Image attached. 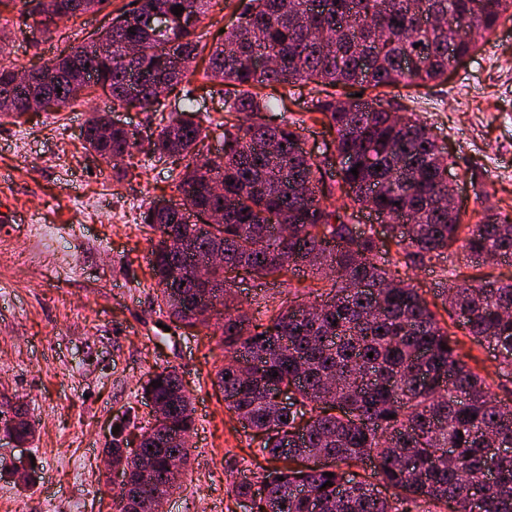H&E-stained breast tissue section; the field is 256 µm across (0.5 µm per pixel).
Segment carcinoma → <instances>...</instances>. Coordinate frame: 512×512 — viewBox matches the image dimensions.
Returning <instances> with one entry per match:
<instances>
[{
  "label": "carcinoma",
  "mask_w": 512,
  "mask_h": 512,
  "mask_svg": "<svg viewBox=\"0 0 512 512\" xmlns=\"http://www.w3.org/2000/svg\"><path fill=\"white\" fill-rule=\"evenodd\" d=\"M60 2V18L70 20L106 0ZM218 2L130 0L109 23L112 54L90 43L44 63L25 85L17 83L22 70L1 61L7 37L0 36V119L15 121L46 96L54 111L77 104L74 73L92 72L112 109L157 120L151 153L188 159L177 184L181 207L154 202L140 223L152 234L148 263L159 313L193 328L209 323L194 315L197 303L223 308L224 366L216 385L242 427L266 433L258 452L286 462L260 481L232 482L235 499L253 502L255 512H413L420 501L449 502L451 512H473L478 502L484 512H512V406L497 401L461 358L417 289L388 273L378 240L346 223L341 211L369 207L380 222H391L407 267L458 242L471 262L488 253L511 260L512 220L490 213L462 223L448 211V155L427 125L414 113L395 115L375 96L332 91L311 99L308 113L336 132V152L346 158L339 187L346 201L334 206L337 187L303 147L302 123H268L261 92L301 82L378 89L444 80L512 20V0H332L330 10L317 13L311 0H238L236 24L215 34L203 70L224 95V149L205 169L197 159L206 129L190 105L165 117L155 86L173 89L196 75L205 49L198 25ZM176 5L183 11L166 29L140 23L141 13L170 14ZM457 21L471 32L450 50L448 27ZM130 47L137 57L128 61ZM261 55L279 63L260 69ZM419 56L421 67L404 68ZM83 142L112 163L119 180L118 164L136 138L127 128L101 126L94 112ZM213 209L224 210V223L191 221ZM202 250L223 254L224 265L210 276L226 289L233 273L261 285L309 272L329 292L250 317L226 296L206 295L191 270ZM441 299L468 335L494 345L512 368V282L455 281ZM271 383L293 388L288 407L272 401ZM147 390L165 407L164 423L141 427L136 448L115 439L107 449L129 469L118 512H137L144 496L154 498L156 512L176 488L169 462L185 464L190 456L193 406L182 379L174 370L154 374L142 386ZM367 460L375 484L355 471Z\"/></svg>",
  "instance_id": "carcinoma-1"
}]
</instances>
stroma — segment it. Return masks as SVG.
Returning a JSON list of instances; mask_svg holds the SVG:
<instances>
[{"label":"stroma","mask_w":512,"mask_h":512,"mask_svg":"<svg viewBox=\"0 0 512 512\" xmlns=\"http://www.w3.org/2000/svg\"><path fill=\"white\" fill-rule=\"evenodd\" d=\"M127 0L60 23L53 36L24 27L21 0L0 6V30L11 36L7 60L42 64L66 47L87 43ZM195 106L208 129L206 149L220 152L224 100L195 76ZM392 111L413 112L431 126L448 152L459 188L463 221L478 223L487 211L512 217V21L500 26L445 82L396 89ZM137 131L139 147L122 162L125 176L83 147L92 111ZM145 113L113 110L106 91L94 88L80 105L60 112H31L20 124L0 121V249L17 255L0 267V393L23 405L36 423L25 447L0 445V504L11 512H114L101 466L114 428L144 419L141 386L152 373L173 369L194 408L190 463L181 487L163 512H243L230 493L233 480L272 471L257 453L251 430L225 406L213 380L224 362L220 336L211 327L169 333L154 302L147 268L150 245L140 214L158 199L179 202L175 189L184 163L147 153ZM347 223L382 243L389 273L428 301L451 282L447 258L409 269L386 224L366 210ZM34 224L53 227L54 242L33 238ZM309 276L290 284L235 281L247 313L258 314L288 294L309 301ZM464 361L485 377L497 400L512 405V373L503 371L487 343L467 336L455 313L445 314Z\"/></svg>","instance_id":"obj_1"}]
</instances>
